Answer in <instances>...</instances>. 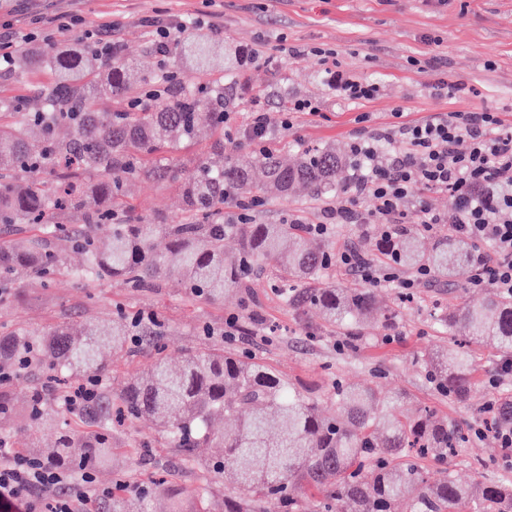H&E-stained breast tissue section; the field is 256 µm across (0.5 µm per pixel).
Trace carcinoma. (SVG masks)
Segmentation results:
<instances>
[{
	"instance_id": "carcinoma-1",
	"label": "carcinoma",
	"mask_w": 512,
	"mask_h": 512,
	"mask_svg": "<svg viewBox=\"0 0 512 512\" xmlns=\"http://www.w3.org/2000/svg\"><path fill=\"white\" fill-rule=\"evenodd\" d=\"M193 69L207 72L217 46L190 32L179 43ZM46 66L53 81L39 92L40 104L26 97L0 98V227H42L41 234L0 241V283L28 272L43 283L68 272L57 246L64 240L80 251L84 264L73 275L81 281L120 280L143 289L169 279L190 296L224 300V290L243 284L275 262L279 275L309 285L324 278L336 254L307 224L224 223V188L245 200L284 199L302 194L311 200L336 196L348 188L342 177L347 158L329 145L305 149L292 163L272 151L257 153L264 178L255 181L247 167L224 154V82L234 70L224 56L221 75L205 82L173 78L159 68L134 80V70L109 60L84 43L44 54L21 49L14 67ZM164 92L149 108L138 99L149 88ZM106 104L105 111L94 101ZM220 134L209 155L183 161L174 153L193 142L202 121ZM93 170L98 179L77 185L73 175ZM151 178L174 184L184 201L177 224H159L136 214L127 203L128 186ZM168 240L159 253L157 237ZM236 249L224 254V239ZM376 249L406 269L428 266L437 275L465 278L471 246L446 233L422 252L402 236H381ZM375 289L345 290L332 284L307 288L300 306L319 313L332 326L356 327L375 312ZM440 324L451 346L418 355L430 387L451 402L468 403L477 386L476 346L494 349L499 360L512 359V295L490 293L480 304L458 302ZM166 331L156 312L116 307L115 318L72 336L63 326L45 335L19 327L0 336V431L13 425L19 380L40 369L49 352L54 365L85 380L103 378L107 351L120 353L128 343L154 350L153 360L131 379L117 398L124 419L151 422L176 448L185 468H204L224 476V512H264L274 500L281 512H512V479L463 484L448 470V459L469 442L474 422L450 420L431 406H406L401 394L385 396L369 385L337 382L333 410L325 412L290 386L262 357L238 355L212 343L185 355L178 364L163 356ZM66 392L54 407L44 394L28 395L31 420L69 412ZM495 427L512 431V393L493 399ZM80 415L93 426L62 436L57 453L43 462L57 469L81 470L112 454V397L100 388ZM230 420L234 429L219 433L213 424ZM224 449L222 458L203 462L195 449L209 443ZM441 466L431 481L425 466ZM183 512L184 491L154 483ZM103 512H145V499L116 489Z\"/></svg>"
}]
</instances>
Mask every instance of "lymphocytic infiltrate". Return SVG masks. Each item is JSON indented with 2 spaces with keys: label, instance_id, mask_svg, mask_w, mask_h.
<instances>
[{
  "label": "lymphocytic infiltrate",
  "instance_id": "lymphocytic-infiltrate-1",
  "mask_svg": "<svg viewBox=\"0 0 512 512\" xmlns=\"http://www.w3.org/2000/svg\"><path fill=\"white\" fill-rule=\"evenodd\" d=\"M318 106L298 99L271 119L254 107L238 134L259 147L271 141V132L293 128L298 115H317ZM354 178L351 201L371 202L388 234L403 226L405 205L421 188L448 191L456 209L448 217L426 214V230L447 225L457 237L479 245L467 276L470 287L494 285L512 294V125L496 112H454L445 118L414 124L395 122L350 146ZM340 263L358 271L373 285L389 283L401 298L434 280L418 267L410 274L387 263L381 266L353 250L341 252ZM0 512H95L103 492L93 487L91 473L80 477L30 458L0 439Z\"/></svg>",
  "mask_w": 512,
  "mask_h": 512
}]
</instances>
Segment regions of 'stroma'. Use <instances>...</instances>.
<instances>
[{
	"instance_id": "1",
	"label": "stroma",
	"mask_w": 512,
	"mask_h": 512,
	"mask_svg": "<svg viewBox=\"0 0 512 512\" xmlns=\"http://www.w3.org/2000/svg\"><path fill=\"white\" fill-rule=\"evenodd\" d=\"M153 17L193 25L225 48L245 52L236 83L224 87L238 121L246 120L256 101L274 115L297 99L317 103L318 116L301 117L281 134L276 147L288 159L318 144L349 150L357 133L392 122L397 112L407 121L451 112H497L512 123V0H0V25H10L18 48L41 45L48 38L58 46L77 43L86 33L116 21L121 56L139 65L147 60L151 36L146 21ZM291 46L306 48L307 56L289 58L286 50ZM318 48L335 51L336 68L346 76L375 84L374 98L353 101L337 96L314 54ZM441 79L464 82L468 91H436ZM128 202L135 212L164 224L182 217L179 192L151 179L132 187ZM455 208L448 192L422 190L407 206L408 228L418 232L421 243H429L433 235L421 226L424 212L445 216ZM322 209V203L303 197L271 198L253 218L259 224L293 219L313 224L321 220ZM370 209L369 201H358L352 223L334 225L330 240L335 250L350 246L374 254ZM118 305L162 312L168 321L163 342L175 361L207 344L199 333L202 326L220 332L225 319L238 316L241 330L225 340V349L263 356L323 407L330 406L331 387L341 380L400 393L412 403L434 406L449 419L463 420L498 391L512 389V376L502 379L499 387L488 385L487 377L498 364L489 351L481 354L471 405L439 398L427 384L415 362L417 355L449 341L433 319L436 309L448 306V286L441 281L418 289L411 302L394 303L393 319L350 330L327 325L286 303L281 282L268 270L250 287H232L217 303L192 299L168 280L136 291L116 280L82 282L70 272L46 286L26 276L0 295V336L23 326L47 332L60 324L78 334L111 319ZM58 436L56 422L34 424L21 415L6 438L14 444L36 443L46 455L56 448ZM112 451V465L92 470L95 488L122 482L135 491L159 472L189 493L207 487L211 512H224L223 478L182 468L175 449L147 424L128 423L116 434ZM496 454L490 440H476L449 467L468 482L476 477L472 458L482 456L490 461L486 477L512 478V469Z\"/></svg>"
}]
</instances>
